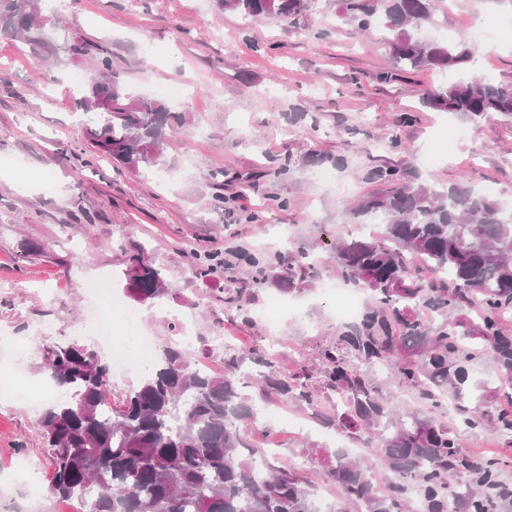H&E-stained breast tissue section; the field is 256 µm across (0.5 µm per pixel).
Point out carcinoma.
I'll use <instances>...</instances> for the list:
<instances>
[{
	"label": "carcinoma",
	"mask_w": 512,
	"mask_h": 512,
	"mask_svg": "<svg viewBox=\"0 0 512 512\" xmlns=\"http://www.w3.org/2000/svg\"><path fill=\"white\" fill-rule=\"evenodd\" d=\"M221 12L263 20L301 15L311 0H215ZM339 18L367 30L380 21L391 34L393 67L463 71L474 58L468 40H425L421 31L436 0H338ZM50 21L37 0H0V31L41 46ZM97 70L81 99L94 115L86 138L99 157L136 170L152 166L182 124V116L157 100L132 94L112 69L109 49L81 39L72 45ZM425 104L479 123L493 115L512 118V87L463 79L427 90ZM367 177L383 189L357 199L350 215L381 221L377 238L340 241L336 265L371 294L359 322L321 353L323 388L336 394L347 436L366 445L320 453L331 458L327 484L363 512H406L410 496L419 512H497L512 505V488L500 480L504 461L473 460L459 449L448 425L421 410H395L382 396L372 368L387 365L396 383L431 409L474 400L468 367L480 357L496 378L512 382V334L501 321L512 315V208L498 198L455 185L407 179L377 167ZM191 272L207 278L235 264L215 253L195 254ZM248 276L225 298L246 313L243 297L269 284L287 293L305 290L318 275V259L295 240L283 252L241 254ZM129 291L141 302L160 300L170 281L142 246L127 257ZM464 308L476 318L461 317ZM42 357L51 378L69 396L46 409L39 436L50 453L52 496L80 499V512H318L306 481L288 464L257 468L248 440L256 409L243 396L245 366H257L251 383L314 404L312 371L305 365L281 377L274 362L255 351H226L224 372L194 366L189 355L168 348L112 416L102 411L107 371L87 347L47 345ZM463 422L484 425L479 405H458ZM512 447V401L493 423ZM388 472L385 485L373 467Z\"/></svg>",
	"instance_id": "1"
}]
</instances>
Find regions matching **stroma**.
Masks as SVG:
<instances>
[{
	"label": "stroma",
	"instance_id": "35a3bbf8",
	"mask_svg": "<svg viewBox=\"0 0 512 512\" xmlns=\"http://www.w3.org/2000/svg\"><path fill=\"white\" fill-rule=\"evenodd\" d=\"M50 42L34 47L0 33V361L15 347L28 354L23 388L47 379L41 339L33 325L54 324L53 343L100 349L97 336L76 331L88 316L90 288L102 282L133 311L159 348L176 345V318L194 312L199 336L223 330L239 349L266 355L282 374L315 368L322 350L347 321L323 284L344 278L368 305L361 283L345 278L332 253L336 240L364 238L349 216L354 200L373 192L368 168L395 166L407 178L461 184L512 204V120L479 124L433 110L427 89L450 76L423 70L391 77L389 35L383 25L362 32L342 23L325 0L297 19L248 23L220 13L213 0H39ZM486 29L465 78L512 85V0H443L426 27L445 42ZM105 42L112 67L140 96L184 85L172 108L183 124L159 164L132 172L95 159L84 139L82 87L73 74H91L90 58L72 55L73 39ZM344 166H337V159ZM224 171L223 182L209 179ZM322 170L336 180L318 181ZM230 204L216 208V195ZM286 207H279V200ZM320 260L313 288L285 295L260 290L246 312L225 304L233 284L223 272L195 278L194 250L219 254L277 249L283 230ZM145 246L172 283L159 302L128 292L125 257ZM243 394L258 410L248 438L262 458L291 463L306 478L320 512H362L342 502L323 479L315 449L331 447L320 416H335L327 390L309 405L256 387ZM449 400L435 416L454 430L475 460L508 459L512 448L491 427L467 428ZM43 406L0 398V512H14L19 490L32 479L19 458L51 479V460L37 433Z\"/></svg>",
	"mask_w": 512,
	"mask_h": 512
}]
</instances>
